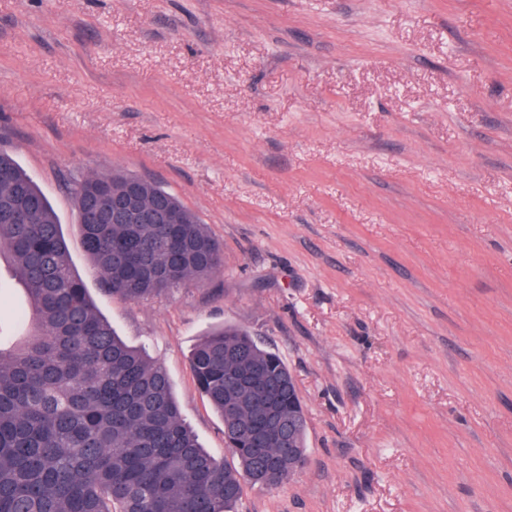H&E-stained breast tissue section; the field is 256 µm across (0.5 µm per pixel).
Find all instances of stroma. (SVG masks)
Here are the masks:
<instances>
[{
  "instance_id": "1",
  "label": "stroma",
  "mask_w": 512,
  "mask_h": 512,
  "mask_svg": "<svg viewBox=\"0 0 512 512\" xmlns=\"http://www.w3.org/2000/svg\"><path fill=\"white\" fill-rule=\"evenodd\" d=\"M1 148L208 452L209 329L294 373L308 461L238 512H512V0H0ZM116 170L195 212L222 268L102 291L73 187ZM27 308L0 259V325Z\"/></svg>"
}]
</instances>
